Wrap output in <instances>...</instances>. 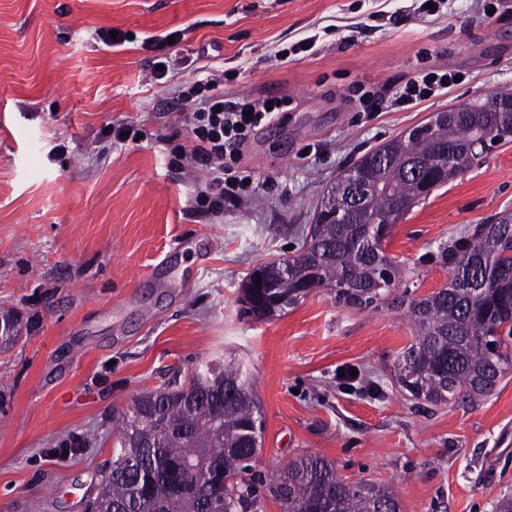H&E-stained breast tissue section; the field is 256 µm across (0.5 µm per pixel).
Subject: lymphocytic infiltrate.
Segmentation results:
<instances>
[{
    "label": "lymphocytic infiltrate",
    "instance_id": "obj_1",
    "mask_svg": "<svg viewBox=\"0 0 512 512\" xmlns=\"http://www.w3.org/2000/svg\"><path fill=\"white\" fill-rule=\"evenodd\" d=\"M453 82L451 73L430 71L406 82L393 103L413 107ZM180 99L190 108L186 122L192 140L181 160L188 169L210 176L204 189L197 191L195 203L218 213L225 205L239 206L251 200L257 188L251 172L240 165L242 148L255 131L279 120L282 101L268 105L225 92L223 77L213 73L199 79L195 90L181 94Z\"/></svg>",
    "mask_w": 512,
    "mask_h": 512
}]
</instances>
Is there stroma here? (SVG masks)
Instances as JSON below:
<instances>
[{
  "label": "stroma",
  "instance_id": "stroma-1",
  "mask_svg": "<svg viewBox=\"0 0 512 512\" xmlns=\"http://www.w3.org/2000/svg\"><path fill=\"white\" fill-rule=\"evenodd\" d=\"M421 3L0 0V312L21 327L0 350V512H86L137 399L222 355L263 411L247 475L258 512H283L269 483L303 452L392 488L401 512H496L512 495V372L481 402L434 405L395 376L405 310L322 288L256 319L240 300L252 269L301 246L342 169L432 113L512 88V0L489 18L476 0H442L435 16ZM101 29L128 40L106 45ZM305 38L312 51L276 58ZM162 61L176 67L160 80ZM431 68L459 80L390 106ZM206 71L285 103L244 150L256 198L220 214L198 208L172 152L190 143L176 93ZM367 91L386 107L364 111ZM122 122L136 139L104 137ZM504 214L512 137L395 224L387 252L423 297L448 281L434 254Z\"/></svg>",
  "mask_w": 512,
  "mask_h": 512
}]
</instances>
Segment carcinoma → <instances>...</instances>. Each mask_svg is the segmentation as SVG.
<instances>
[{
	"label": "carcinoma",
	"mask_w": 512,
	"mask_h": 512,
	"mask_svg": "<svg viewBox=\"0 0 512 512\" xmlns=\"http://www.w3.org/2000/svg\"><path fill=\"white\" fill-rule=\"evenodd\" d=\"M512 102L502 89L474 102L432 133L399 135L379 149L390 164L380 171L379 187L367 198L353 224L315 221L288 275L281 261L252 271L242 284L246 310L259 319L286 311L263 301L256 277L276 281L299 303L308 282L334 292L336 301L367 309L380 301L406 308L413 340L398 357L397 380L416 399L446 404L460 396L479 402L491 396L512 370L502 350L512 338V217L479 225L439 252L448 266V283L421 298L399 291L402 267L381 244L391 234V217L403 204L419 206L430 192L401 171L411 159L433 161L444 146L454 151L448 165L431 172L442 186L481 162L470 141L487 127L512 128ZM347 205L343 177L323 192L319 210ZM136 413L122 425L118 457L141 460L129 472L111 467L87 512H248L255 507L250 484L249 425L262 424L260 403L241 364L232 357L202 362L179 387L143 394ZM271 492L283 512H306L308 503L323 512H401L393 491L362 481L349 482L318 454H300L276 475Z\"/></svg>",
	"instance_id": "carcinoma-1"
}]
</instances>
